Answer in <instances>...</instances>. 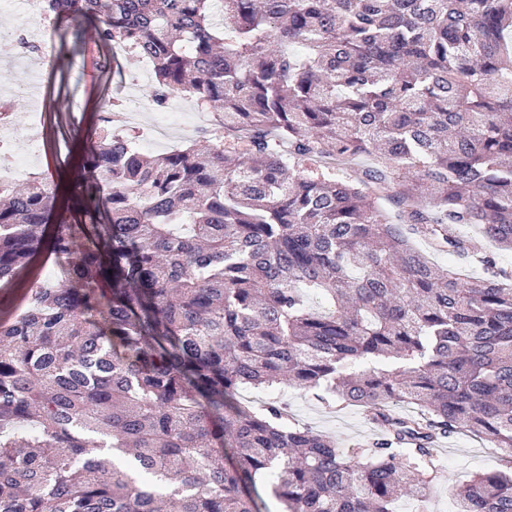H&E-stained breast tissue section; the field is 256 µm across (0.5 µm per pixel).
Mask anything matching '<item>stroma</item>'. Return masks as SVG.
I'll return each instance as SVG.
<instances>
[{
  "mask_svg": "<svg viewBox=\"0 0 512 512\" xmlns=\"http://www.w3.org/2000/svg\"><path fill=\"white\" fill-rule=\"evenodd\" d=\"M47 36L55 42L57 52L43 66H36L26 56L0 58V94L22 103L29 84L41 87L38 109L44 142L32 170L50 171L66 181L79 172L88 146L86 134L97 123L101 102L115 96L116 78L99 66L101 57L109 53L101 42L89 37L81 44H73L65 27L48 29ZM73 98L82 101L81 109H69ZM42 272V260H34L13 285L0 288V321L12 320L25 307L29 286L40 279ZM288 412L291 420L333 438L341 448H361L378 437L377 430L356 407L329 408L300 389H289ZM434 455L442 472L427 488L429 512H455V485L469 481L474 474L504 468L498 452L468 434L460 433L439 443Z\"/></svg>",
  "mask_w": 512,
  "mask_h": 512,
  "instance_id": "1",
  "label": "stroma"
}]
</instances>
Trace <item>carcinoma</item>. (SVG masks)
<instances>
[{
    "label": "carcinoma",
    "instance_id": "obj_1",
    "mask_svg": "<svg viewBox=\"0 0 512 512\" xmlns=\"http://www.w3.org/2000/svg\"><path fill=\"white\" fill-rule=\"evenodd\" d=\"M48 2L216 124L149 160L105 115L63 196L0 182V285L60 267L0 321V512H263L259 478L277 512H426L437 441L512 465V269L415 245L474 258L470 224L512 250V0ZM283 385L382 438L238 400ZM454 496L512 512V471ZM288 412L292 421L311 427L336 441L340 448H361L378 438V432L362 412L353 406L329 408L318 403L310 392L288 388Z\"/></svg>",
    "mask_w": 512,
    "mask_h": 512
}]
</instances>
